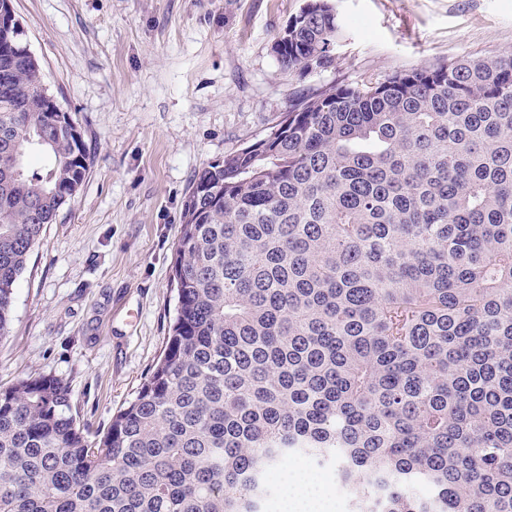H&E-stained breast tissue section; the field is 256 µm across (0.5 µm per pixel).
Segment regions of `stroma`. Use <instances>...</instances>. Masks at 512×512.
<instances>
[{
    "label": "stroma",
    "mask_w": 512,
    "mask_h": 512,
    "mask_svg": "<svg viewBox=\"0 0 512 512\" xmlns=\"http://www.w3.org/2000/svg\"><path fill=\"white\" fill-rule=\"evenodd\" d=\"M12 3L91 167L16 284L0 388L56 375L93 432L135 397L165 346L182 205L198 171L265 136L299 94L512 54V0H332L335 60L304 77L273 44L306 0Z\"/></svg>",
    "instance_id": "1"
}]
</instances>
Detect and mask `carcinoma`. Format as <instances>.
Instances as JSON below:
<instances>
[{"instance_id": "cac0c4a2", "label": "carcinoma", "mask_w": 512, "mask_h": 512, "mask_svg": "<svg viewBox=\"0 0 512 512\" xmlns=\"http://www.w3.org/2000/svg\"><path fill=\"white\" fill-rule=\"evenodd\" d=\"M276 53L334 60L330 0ZM0 33V339L46 225L89 171L39 63ZM40 151L50 162L31 169ZM176 314L135 397L91 433L51 374L0 389V512H260L306 456L350 512H512V56L294 100L202 168ZM283 473L281 468L276 467L269 469L265 474L266 494L262 504L264 512H282L279 504L283 487Z\"/></svg>"}]
</instances>
